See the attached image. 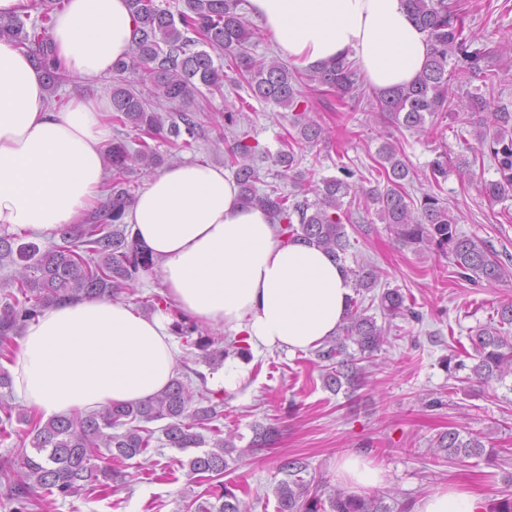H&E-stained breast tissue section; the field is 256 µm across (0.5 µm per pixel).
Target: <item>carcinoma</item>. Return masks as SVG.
<instances>
[{
	"instance_id": "obj_1",
	"label": "carcinoma",
	"mask_w": 512,
	"mask_h": 512,
	"mask_svg": "<svg viewBox=\"0 0 512 512\" xmlns=\"http://www.w3.org/2000/svg\"><path fill=\"white\" fill-rule=\"evenodd\" d=\"M62 0H33L30 8L37 12L0 16V39L11 41L31 56L44 73L48 91L53 93L66 82L64 73L53 58L48 37L52 13L61 8ZM407 7L430 43V54L423 71L407 87L374 91L372 105L383 119L396 128L420 129L426 117L438 112H466L467 122L478 127L477 146L466 144L472 154H488L495 164L498 178L481 182L480 192L491 203L512 199V108L493 107L478 93L462 100L453 81L460 74L472 75L487 88L496 84L498 74L489 69L488 48H475L465 33L463 17L448 6V0H406ZM137 19L136 36L131 53L112 66L117 84L112 88V122L131 125L139 131L137 148L129 149L120 140L108 149L112 180L106 187L107 199L93 210L82 224H67L61 229L60 242L43 250L34 242L9 233L0 234V262L21 265L12 288L0 296V355L8 356L12 337L47 307L75 299L116 298L133 291L141 276L151 273L155 258L131 238L124 212L133 201L126 187V174L133 165L153 169L163 158L148 140L161 138L174 146L189 148L205 136L198 114L206 98L196 100L201 88L223 97L230 95L243 102L239 93L248 89L258 99L271 101L294 110V132L282 142L274 155L254 141L247 129H240L242 109L224 112V129L231 133L227 145V167L240 188L245 203L266 210L276 221L285 242H312L332 259L346 262L351 247L346 225L353 223L351 210H343V198L354 204L359 196L354 171L340 168L342 176L308 180L294 171L293 145L317 144L325 140V129L307 112L308 101L302 92L305 82H314L335 93L340 104L362 94L363 74L352 63L337 59L303 73L285 61H254L247 54L253 36L239 12V0H185L184 9L174 13L156 0H130ZM222 63L215 64V59ZM168 103L161 115L150 109L156 103ZM262 155L271 161L276 176L290 179L300 191L285 193L274 184L258 190L259 170L253 161ZM379 176L382 188L365 190L377 205L381 223L389 225L395 241L403 247L433 246L436 251L453 257L457 274L462 278H479L489 283L512 277L484 242L461 234L457 220L439 197L425 193L414 205L405 181L410 168L391 142L378 149ZM471 162L463 155H439L431 166L432 181L440 184L448 172L464 174ZM353 288L359 294L376 287L381 271L369 263L347 268ZM380 309L388 317L419 313L397 288L386 289ZM497 324L481 325L468 336L470 349L462 353L476 363L468 367L462 360L454 368H469L475 382L485 385L512 371V336L504 326H512V303L496 310ZM174 331L209 356L222 358L234 351L248 352L244 339L237 338L223 348H213L214 338L206 335L192 320L182 316ZM386 343L385 329L375 316L350 300L345 323L331 340L314 350L323 370V386L337 394L352 395L366 385L363 363L373 359ZM224 401H213L203 392L193 393L180 377H175L162 393L138 403L110 404L92 412H75L48 420L35 414L25 418L30 447H22L0 461V476L8 482L12 512H37L51 495L63 498L87 494L107 496L112 484H123L126 474L120 465L160 447L197 452L186 462L188 484L210 480L208 500L195 496L184 501L183 512H245L237 494L240 487L221 481L228 463L226 456L235 450L232 439H224L217 422L223 416ZM164 420L156 430L148 424ZM213 436V448L200 430ZM279 439L273 425H256L248 450L271 448ZM436 448L448 457L470 458L485 454L482 438L461 437L450 428L440 433ZM308 464L303 458L290 459L282 465L286 478L274 489L277 512H394L386 495H355L334 490L326 495L323 482L306 479Z\"/></svg>"
}]
</instances>
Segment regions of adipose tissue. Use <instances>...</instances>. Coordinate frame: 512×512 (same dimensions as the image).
<instances>
[{"instance_id":"1","label":"adipose tissue","mask_w":512,"mask_h":512,"mask_svg":"<svg viewBox=\"0 0 512 512\" xmlns=\"http://www.w3.org/2000/svg\"><path fill=\"white\" fill-rule=\"evenodd\" d=\"M282 56L303 67L355 62L372 87L412 83L428 53L406 0H248ZM136 21L127 0H68L49 31L74 76L108 75L127 55ZM110 104L76 97L49 108L39 69L0 40V233L58 236L98 202L106 179ZM124 222L159 262L175 307L244 338L252 353L315 348L336 335L353 282L320 248L284 243L263 209L244 204L223 167L182 161L152 174ZM171 310L148 316L110 299L61 302L27 322L7 367L14 391L44 417L133 403L163 391L182 354ZM338 479L376 487L382 471L356 454L337 458ZM413 512H487L453 487Z\"/></svg>"}]
</instances>
